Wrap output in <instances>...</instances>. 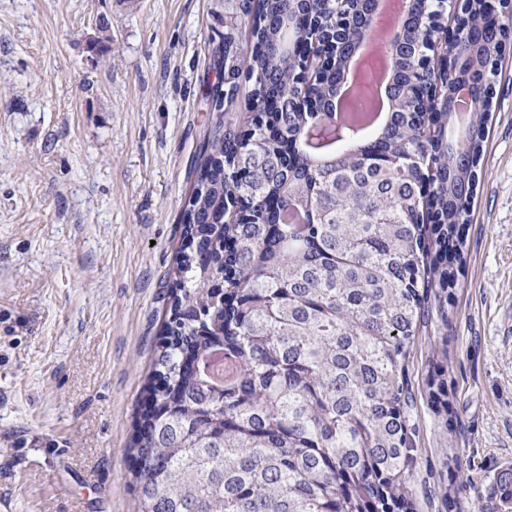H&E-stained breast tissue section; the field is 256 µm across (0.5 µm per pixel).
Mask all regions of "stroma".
<instances>
[{"mask_svg":"<svg viewBox=\"0 0 512 512\" xmlns=\"http://www.w3.org/2000/svg\"><path fill=\"white\" fill-rule=\"evenodd\" d=\"M239 16L240 0H0V512L138 510L133 424ZM495 92L448 331L410 358L418 512H445L449 441L481 489L512 465V53ZM443 351L452 431L425 385Z\"/></svg>","mask_w":512,"mask_h":512,"instance_id":"1","label":"stroma"}]
</instances>
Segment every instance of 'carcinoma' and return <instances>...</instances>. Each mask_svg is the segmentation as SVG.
<instances>
[{
	"label": "carcinoma",
	"mask_w": 512,
	"mask_h": 512,
	"mask_svg": "<svg viewBox=\"0 0 512 512\" xmlns=\"http://www.w3.org/2000/svg\"><path fill=\"white\" fill-rule=\"evenodd\" d=\"M242 46L224 47L218 119L182 218L170 311L138 413L139 512H415L409 375L415 341L448 326L512 7L413 0L392 49L394 111L366 144L331 111L354 43L301 75L295 42L373 30L363 0H242ZM454 19L435 71L431 27ZM252 82L240 99V71ZM464 143L448 141L456 114ZM428 397L456 417L431 363ZM446 512L473 488L449 441ZM512 512V466L488 488Z\"/></svg>",
	"instance_id": "carcinoma-1"
}]
</instances>
